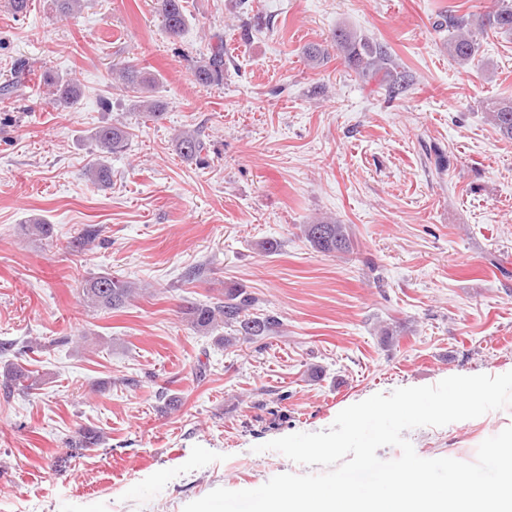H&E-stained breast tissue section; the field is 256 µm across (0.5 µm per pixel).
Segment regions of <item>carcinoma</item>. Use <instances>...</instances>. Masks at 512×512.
Wrapping results in <instances>:
<instances>
[{
  "instance_id": "cac0c4a2",
  "label": "carcinoma",
  "mask_w": 512,
  "mask_h": 512,
  "mask_svg": "<svg viewBox=\"0 0 512 512\" xmlns=\"http://www.w3.org/2000/svg\"><path fill=\"white\" fill-rule=\"evenodd\" d=\"M156 10L167 34L175 39L186 25L184 0H156ZM448 27L452 29L448 38V56L457 65L471 64L478 52V36L490 31L512 35V0H493V6L485 13L469 17L450 16ZM332 47L346 66L365 80H376L378 87L392 96L407 91L412 81L411 74L401 68L392 58L388 49L366 35L346 27H340L331 37ZM304 57L312 68L323 66L330 59L328 49L317 44L304 48ZM193 77L197 84L207 87L224 80V39L217 37L216 44L209 54L196 62ZM41 81L48 90L53 103L61 109L74 107L80 98V89L71 78L60 77L50 71H43ZM122 87L133 93L145 88L147 77L135 65H125L119 69ZM485 113L492 125L503 138L512 140V100H491L485 105ZM129 132L118 125L99 127L92 136L98 152L102 156L125 151ZM176 151L185 159L197 160L207 150V143L196 130H185L175 137ZM90 181L106 186L111 178V170L105 161L99 160L90 165L87 171ZM307 242L324 254L350 253L354 240L349 228L334 220L320 219L303 225ZM136 294V288L128 282L109 273H101L87 278L82 285V300L90 308L97 310L120 309ZM254 298L241 288H229L224 298L211 303H191L185 306L183 315L188 325L197 332L210 334L220 327L230 330L226 336L218 337L224 347L231 348L239 343L256 342L278 331L281 322L270 314L251 312ZM101 436L93 429L84 428L79 433L74 448H92L100 444Z\"/></svg>"
}]
</instances>
